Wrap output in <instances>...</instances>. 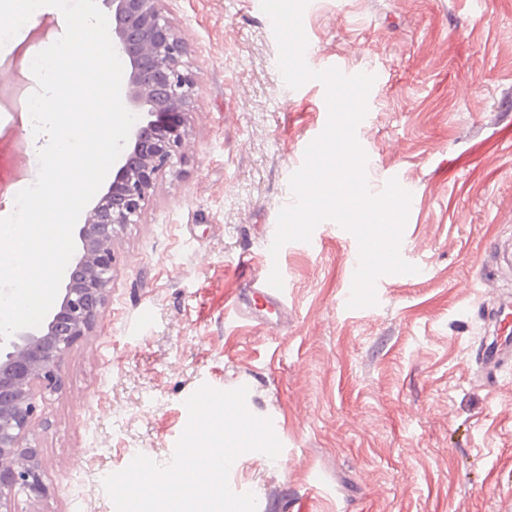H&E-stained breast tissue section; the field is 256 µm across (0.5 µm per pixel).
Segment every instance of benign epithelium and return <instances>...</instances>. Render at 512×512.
Listing matches in <instances>:
<instances>
[{
    "instance_id": "obj_1",
    "label": "benign epithelium",
    "mask_w": 512,
    "mask_h": 512,
    "mask_svg": "<svg viewBox=\"0 0 512 512\" xmlns=\"http://www.w3.org/2000/svg\"><path fill=\"white\" fill-rule=\"evenodd\" d=\"M160 2L105 0L112 7V43L125 64L122 91L138 119L113 164L112 184L79 229L82 252L68 267L61 301L39 333L17 331L0 351V512H17L20 492L46 493L38 449L23 444L35 399L60 386L58 361L95 326L116 263L112 239L124 225L138 223L156 175L184 157L197 84L183 69L185 42Z\"/></svg>"
}]
</instances>
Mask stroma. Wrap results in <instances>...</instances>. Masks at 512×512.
<instances>
[{
    "label": "stroma",
    "instance_id": "obj_1",
    "mask_svg": "<svg viewBox=\"0 0 512 512\" xmlns=\"http://www.w3.org/2000/svg\"><path fill=\"white\" fill-rule=\"evenodd\" d=\"M197 81L181 163L161 171L117 257L94 330L60 360L26 437L44 497L17 512H114L104 478L136 455L167 464L201 386L245 384L276 458L229 474L258 512H512V374L473 352L512 296V0H309L304 59L374 74L356 138L372 194L411 195L400 244L414 276L347 308L355 236L321 222L282 246L287 324L238 317L237 264L259 259L291 175L328 120L323 83L288 88L260 0H163ZM52 7L0 46V101L37 83ZM29 121L0 120V214L38 176Z\"/></svg>",
    "mask_w": 512,
    "mask_h": 512
}]
</instances>
